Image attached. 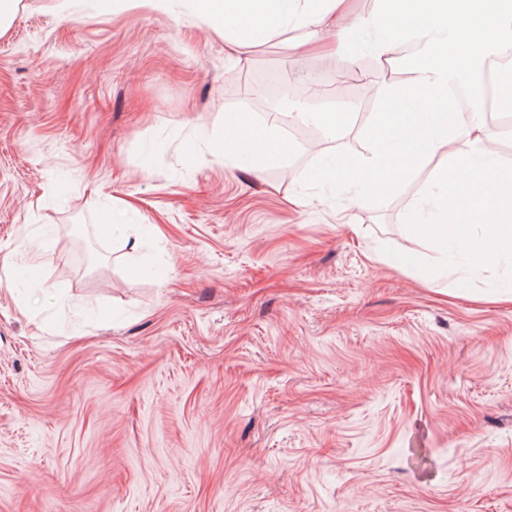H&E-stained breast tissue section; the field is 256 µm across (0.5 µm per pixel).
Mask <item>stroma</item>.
<instances>
[{"instance_id":"obj_1","label":"stroma","mask_w":512,"mask_h":512,"mask_svg":"<svg viewBox=\"0 0 512 512\" xmlns=\"http://www.w3.org/2000/svg\"><path fill=\"white\" fill-rule=\"evenodd\" d=\"M0 10V512H512L507 272L384 253H431L405 217L443 157L379 204L306 187L367 153L370 84L295 103L348 115L312 150L224 156L229 86L306 84L319 28L243 48L186 0Z\"/></svg>"}]
</instances>
